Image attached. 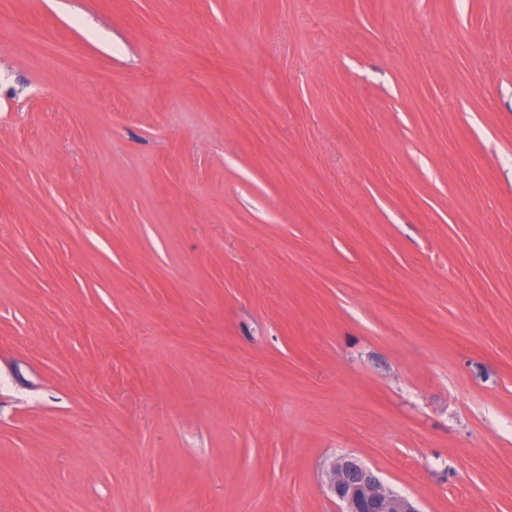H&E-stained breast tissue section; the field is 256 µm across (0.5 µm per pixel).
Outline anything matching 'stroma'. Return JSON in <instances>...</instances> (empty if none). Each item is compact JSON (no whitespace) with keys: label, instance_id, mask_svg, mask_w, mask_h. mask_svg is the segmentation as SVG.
Instances as JSON below:
<instances>
[{"label":"stroma","instance_id":"35a3bbf8","mask_svg":"<svg viewBox=\"0 0 512 512\" xmlns=\"http://www.w3.org/2000/svg\"><path fill=\"white\" fill-rule=\"evenodd\" d=\"M512 512V0H0V512ZM325 486L341 503L342 512H420L409 498L390 489L376 471L350 455L330 461Z\"/></svg>","mask_w":512,"mask_h":512}]
</instances>
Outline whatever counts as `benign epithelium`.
Masks as SVG:
<instances>
[{"mask_svg":"<svg viewBox=\"0 0 512 512\" xmlns=\"http://www.w3.org/2000/svg\"><path fill=\"white\" fill-rule=\"evenodd\" d=\"M325 486L341 503V512H419L409 498L394 492L376 471L350 455L330 461Z\"/></svg>","mask_w":512,"mask_h":512,"instance_id":"benign-epithelium-1","label":"benign epithelium"}]
</instances>
